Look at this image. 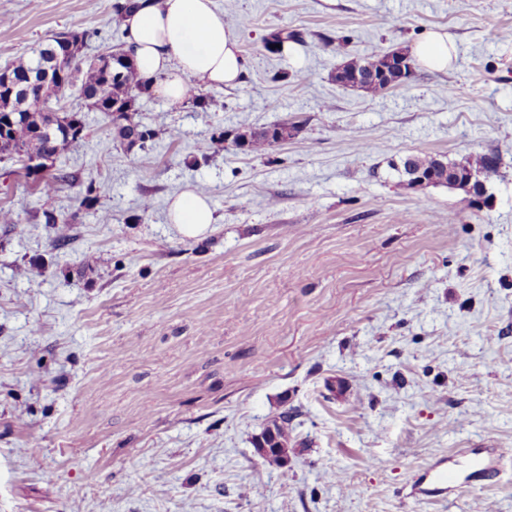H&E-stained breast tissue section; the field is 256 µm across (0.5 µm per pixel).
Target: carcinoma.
<instances>
[{
    "label": "carcinoma",
    "instance_id": "carcinoma-1",
    "mask_svg": "<svg viewBox=\"0 0 512 512\" xmlns=\"http://www.w3.org/2000/svg\"><path fill=\"white\" fill-rule=\"evenodd\" d=\"M304 43L303 36L296 30L279 29L268 34L265 38V47L273 54L281 55L295 45ZM56 42L41 44L33 50L35 59L21 62L16 66L3 71V74L14 75L30 67L33 61L44 60L51 62ZM383 55L376 53L367 57L352 58L343 64L361 75H368L359 89L372 95H382L397 86V77L392 74L388 77H379V66ZM151 81L142 77L134 64L130 61L122 66L119 77L113 78L107 67L94 61H89L86 70L74 69L72 80L67 89L59 92L51 86H46L43 92V104L40 109L26 113V120L19 121L15 130L0 132V161L11 160L15 157L30 161L37 157L49 154H58L61 150L75 143L67 138L59 128L60 113L54 109L52 102L59 101L70 91L77 93L90 111L103 114L107 123L112 126V137L118 141L125 150L134 148L144 149L147 142L156 137V132L149 129L147 136L139 138V146H134L131 139L132 126L136 122L139 110V99L150 95ZM296 125L277 123L258 128H249L234 134V146L247 153L256 155L265 154L273 146L288 140ZM224 145V132L213 134L210 139L201 141L194 147L195 154L203 157L216 151ZM448 168L464 176L475 172L481 174L483 179L491 183L499 175L496 167H491L486 161V155L474 153L460 160L447 162ZM39 187L41 196L49 198L60 189L68 186L82 184L81 176L77 172H69L58 168L50 173L34 178ZM44 224L56 230L55 243L58 246L67 240L68 220L56 214L50 208H43ZM290 416L284 411L272 419L261 431L265 447L255 446L257 454L270 467L284 469L288 467V448L294 447L292 431L289 428Z\"/></svg>",
    "mask_w": 512,
    "mask_h": 512
}]
</instances>
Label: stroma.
<instances>
[{
  "label": "stroma",
  "instance_id": "35a3bbf8",
  "mask_svg": "<svg viewBox=\"0 0 512 512\" xmlns=\"http://www.w3.org/2000/svg\"><path fill=\"white\" fill-rule=\"evenodd\" d=\"M113 2L0 0V69L68 28L93 31L86 55L122 47ZM215 6L240 83L204 88V111L142 99L157 136L132 153L89 113L57 164L99 199L50 200L66 247L0 163V512H512V0ZM279 28L305 45L268 52ZM434 29L456 47L447 70L415 65L380 96L334 82ZM286 121L298 133L266 155L190 157ZM472 152L499 160L481 206L396 169ZM187 189L215 216L195 240L168 218ZM285 410L301 446L281 471L253 438ZM458 448L500 449L501 474L403 502L407 473Z\"/></svg>",
  "mask_w": 512,
  "mask_h": 512
}]
</instances>
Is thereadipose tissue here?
<instances>
[{"label":"adipose tissue","instance_id":"obj_1","mask_svg":"<svg viewBox=\"0 0 512 512\" xmlns=\"http://www.w3.org/2000/svg\"><path fill=\"white\" fill-rule=\"evenodd\" d=\"M122 28L125 51L143 76L153 78L152 92L171 105L185 100L189 85L231 86L244 71L238 41L214 0H135ZM410 52L424 67L444 71L455 47L446 33L431 31ZM169 219L188 238L214 222L207 199L191 191L171 202Z\"/></svg>","mask_w":512,"mask_h":512}]
</instances>
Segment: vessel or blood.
<instances>
[{"label":"vessel or blood","instance_id":"vessel-or-blood-1","mask_svg":"<svg viewBox=\"0 0 512 512\" xmlns=\"http://www.w3.org/2000/svg\"><path fill=\"white\" fill-rule=\"evenodd\" d=\"M500 471V462L481 456L477 449L465 448L457 455L440 457L409 474L402 492L405 498L414 501H444L449 491L461 490Z\"/></svg>","mask_w":512,"mask_h":512}]
</instances>
